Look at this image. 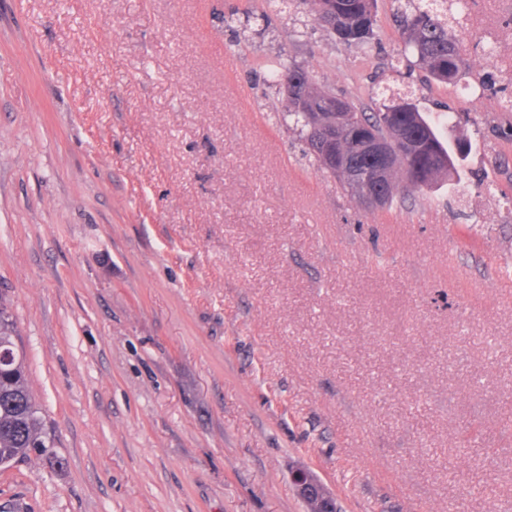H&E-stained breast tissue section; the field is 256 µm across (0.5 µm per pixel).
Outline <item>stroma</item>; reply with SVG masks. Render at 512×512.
<instances>
[{
	"label": "stroma",
	"instance_id": "35a3bbf8",
	"mask_svg": "<svg viewBox=\"0 0 512 512\" xmlns=\"http://www.w3.org/2000/svg\"><path fill=\"white\" fill-rule=\"evenodd\" d=\"M266 12L228 27L217 13ZM271 0H0V292L56 459L0 512H512V0L453 32L482 99ZM441 128L458 176L368 208L272 61ZM292 482L310 512H337L334 494L309 469L297 468Z\"/></svg>",
	"mask_w": 512,
	"mask_h": 512
}]
</instances>
